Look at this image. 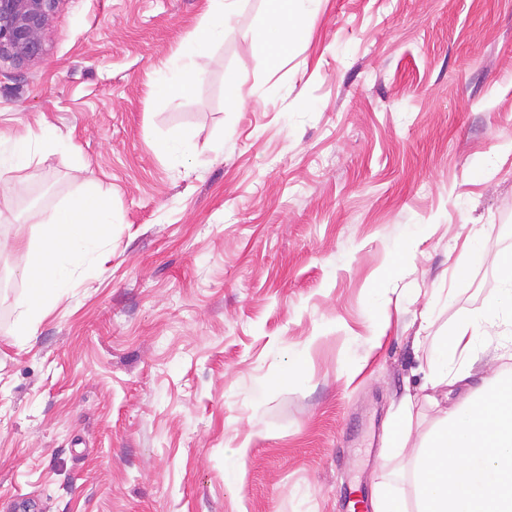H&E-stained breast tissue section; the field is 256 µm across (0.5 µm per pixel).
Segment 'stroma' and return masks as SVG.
<instances>
[{"instance_id": "35a3bbf8", "label": "stroma", "mask_w": 512, "mask_h": 512, "mask_svg": "<svg viewBox=\"0 0 512 512\" xmlns=\"http://www.w3.org/2000/svg\"><path fill=\"white\" fill-rule=\"evenodd\" d=\"M207 6L62 0L42 59L0 60V133L77 146L7 176L39 196L0 214V512H350L409 486L405 397L422 435L512 369V329L482 324L470 381L423 373L512 253V0H323L273 68L251 54L262 0H240L164 100L153 72ZM182 130L174 162L157 143ZM89 187L102 258L20 340L26 247ZM243 81L239 76H231L224 84L225 108L229 112H239L245 107V98L241 87Z\"/></svg>"}]
</instances>
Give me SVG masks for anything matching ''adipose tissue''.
Returning a JSON list of instances; mask_svg holds the SVG:
<instances>
[{
  "label": "adipose tissue",
  "mask_w": 512,
  "mask_h": 512,
  "mask_svg": "<svg viewBox=\"0 0 512 512\" xmlns=\"http://www.w3.org/2000/svg\"><path fill=\"white\" fill-rule=\"evenodd\" d=\"M321 0H264V19L252 33L251 50L257 64L276 65L302 39L308 38L307 20ZM238 0H209L200 37L184 40L157 69V88L167 97L187 95L204 71V59L211 44L223 41L228 20ZM36 158L31 141L18 136L0 146V207L10 203L7 176L27 168ZM112 212L94 192L74 197L60 211L41 224L35 245L29 246V260L23 275L30 279V294L22 304L16 335H34L35 327L50 300L71 286V273L94 259L109 236ZM500 271L498 298L478 319L457 321L444 336L436 337L429 354V381L439 386L448 381V368L459 363L474 367L485 354L476 334L477 322L512 326V254L497 258Z\"/></svg>",
  "instance_id": "obj_1"
}]
</instances>
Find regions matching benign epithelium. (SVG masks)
I'll use <instances>...</instances> for the list:
<instances>
[{
    "label": "benign epithelium",
    "mask_w": 512,
    "mask_h": 512,
    "mask_svg": "<svg viewBox=\"0 0 512 512\" xmlns=\"http://www.w3.org/2000/svg\"><path fill=\"white\" fill-rule=\"evenodd\" d=\"M62 0H0V59L27 68L45 51V34Z\"/></svg>",
    "instance_id": "7a95c632"
}]
</instances>
